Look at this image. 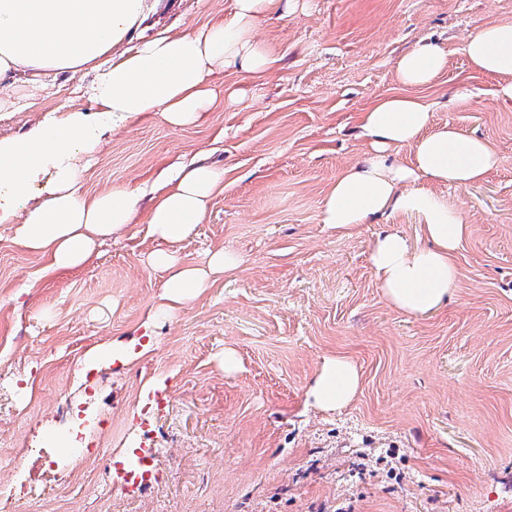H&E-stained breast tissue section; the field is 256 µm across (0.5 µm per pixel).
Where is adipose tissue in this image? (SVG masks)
<instances>
[{"label":"adipose tissue","instance_id":"adipose-tissue-1","mask_svg":"<svg viewBox=\"0 0 512 512\" xmlns=\"http://www.w3.org/2000/svg\"><path fill=\"white\" fill-rule=\"evenodd\" d=\"M298 0H234L229 19L191 31L159 32L133 48L124 45L146 18L148 0H0V112L22 111L17 75L91 71L94 112L68 107L63 117L42 122L18 138H0V223L17 227V242L45 256L52 268L85 263L98 239L138 219L140 193L123 183L88 194L78 175L82 159L100 151L106 131L159 113L173 127L204 120L216 105L209 79L230 67L260 76L278 59L258 42L260 19ZM475 70L502 79L512 99V22L479 27L466 43ZM448 64L447 53L421 44L399 60L405 92L377 96L361 115L371 156L364 166L342 171L322 202V221L350 231L386 211L415 215L427 245L410 248L399 235L378 238L371 262L388 303L409 315L439 308L457 285V252L469 234L459 209L429 189L427 180L465 187L484 180L499 163L493 146L451 125L432 126L430 105L415 95ZM410 147L412 159L390 162L389 150ZM409 184L400 192L401 184ZM224 189V171L209 164L176 166L149 192L146 218L154 235L177 244L201 224L211 199ZM157 270L167 272L166 307L185 305L207 287L210 275L234 267L215 253L208 269L179 268L173 255L157 252ZM360 375L342 356L325 360L308 396L330 410L357 394Z\"/></svg>","mask_w":512,"mask_h":512}]
</instances>
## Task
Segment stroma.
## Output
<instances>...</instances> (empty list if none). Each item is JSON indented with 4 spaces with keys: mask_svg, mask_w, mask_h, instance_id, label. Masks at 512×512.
I'll return each mask as SVG.
<instances>
[{
    "mask_svg": "<svg viewBox=\"0 0 512 512\" xmlns=\"http://www.w3.org/2000/svg\"><path fill=\"white\" fill-rule=\"evenodd\" d=\"M234 0H158L132 43L167 27L228 17ZM512 20V0H303L261 19L278 56L257 77H211L221 99L204 122L174 128L150 113L104 136L80 172L90 194L152 183L174 164L224 170L196 233L169 246L147 224L105 237L68 271L0 224V497L9 512H512V99L474 71L469 36ZM422 43L448 67L416 93L434 125L493 144L500 162L460 188L432 183L470 232L447 303L420 316L383 297L370 262L378 235L423 246L415 216L369 217L349 233L322 221L324 195L365 162L362 112L403 91L397 63ZM93 74L22 85L28 106L0 112V137L49 111L91 108ZM171 249L203 266L219 250L236 269L195 300L143 324ZM149 341L128 362L89 366L112 345ZM239 361L224 368L225 351ZM361 375L348 405L308 397L324 360ZM150 449L149 478L122 477Z\"/></svg>",
    "mask_w": 512,
    "mask_h": 512,
    "instance_id": "35a3bbf8",
    "label": "stroma"
}]
</instances>
